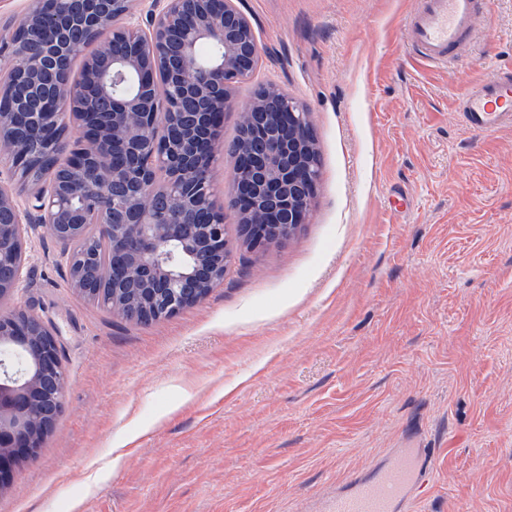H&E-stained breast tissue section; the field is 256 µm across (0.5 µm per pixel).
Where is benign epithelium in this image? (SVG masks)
<instances>
[{
  "instance_id": "obj_1",
  "label": "benign epithelium",
  "mask_w": 512,
  "mask_h": 512,
  "mask_svg": "<svg viewBox=\"0 0 512 512\" xmlns=\"http://www.w3.org/2000/svg\"><path fill=\"white\" fill-rule=\"evenodd\" d=\"M61 20L45 21L43 0H29L10 41L11 77L0 98L18 110H0V301L13 297L27 276L23 244L29 229L46 227L64 244L96 229L74 270L73 289L85 297L108 281L135 291L133 307H112L140 323L170 318L201 302L224 281L231 254L224 208L213 197L212 162L197 139L221 142L231 90L251 78L259 46L235 0L217 10L211 0H154L148 30L138 23L136 0H63ZM92 47L97 93L84 97L72 77L71 48ZM260 132L228 150L231 204L246 243L257 249L289 238L304 223L319 178L320 156L308 112L273 83L257 87L246 113ZM61 133L50 156L66 157L64 177L43 185L21 171L44 164L47 127ZM116 244L102 264L94 242ZM0 344L26 352L33 367L0 361V483L22 458H34L58 417L67 378L54 330L18 307L0 313ZM55 383L52 414L41 410L43 382Z\"/></svg>"
}]
</instances>
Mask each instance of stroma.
Returning <instances> with one entry per match:
<instances>
[{"label": "stroma", "mask_w": 512, "mask_h": 512, "mask_svg": "<svg viewBox=\"0 0 512 512\" xmlns=\"http://www.w3.org/2000/svg\"><path fill=\"white\" fill-rule=\"evenodd\" d=\"M415 0H238L260 57L224 115L271 82L320 154L304 224L254 250L230 158L212 164L233 256L221 285L142 324L72 290L30 231L15 299L58 333L63 409L0 512H317L394 448L431 489L407 512H512V128L459 101L512 71V0H476L445 65L418 59Z\"/></svg>", "instance_id": "stroma-1"}]
</instances>
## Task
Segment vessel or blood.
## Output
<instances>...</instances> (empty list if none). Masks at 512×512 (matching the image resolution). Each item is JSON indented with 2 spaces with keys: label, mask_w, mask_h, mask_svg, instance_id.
I'll list each match as a JSON object with an SVG mask.
<instances>
[{
  "label": "vessel or blood",
  "mask_w": 512,
  "mask_h": 512,
  "mask_svg": "<svg viewBox=\"0 0 512 512\" xmlns=\"http://www.w3.org/2000/svg\"><path fill=\"white\" fill-rule=\"evenodd\" d=\"M476 0H418L408 29L411 45L431 64L447 62L475 22ZM461 117L472 129L512 125V72L482 81L463 96ZM431 457L423 448H400L372 473L324 499L319 512H404L429 484Z\"/></svg>",
  "instance_id": "obj_1"
}]
</instances>
